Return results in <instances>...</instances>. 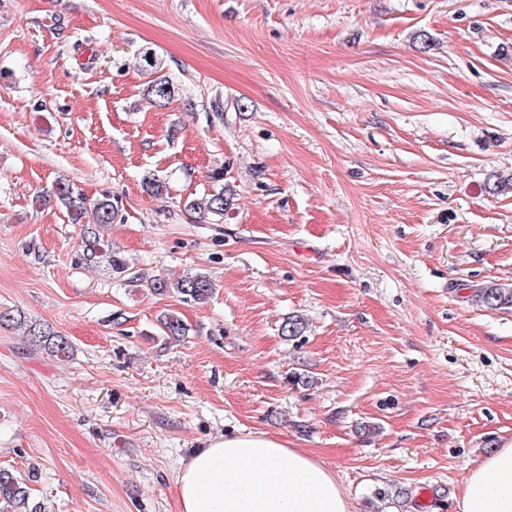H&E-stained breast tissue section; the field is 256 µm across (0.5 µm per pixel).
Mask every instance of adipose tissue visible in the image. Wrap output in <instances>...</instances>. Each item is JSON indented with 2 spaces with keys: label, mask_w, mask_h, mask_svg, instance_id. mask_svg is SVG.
Here are the masks:
<instances>
[{
  "label": "adipose tissue",
  "mask_w": 512,
  "mask_h": 512,
  "mask_svg": "<svg viewBox=\"0 0 512 512\" xmlns=\"http://www.w3.org/2000/svg\"><path fill=\"white\" fill-rule=\"evenodd\" d=\"M179 512H353L335 473L264 432L192 449L175 481ZM457 512H512V443L468 471Z\"/></svg>",
  "instance_id": "ef3b65f1"
}]
</instances>
